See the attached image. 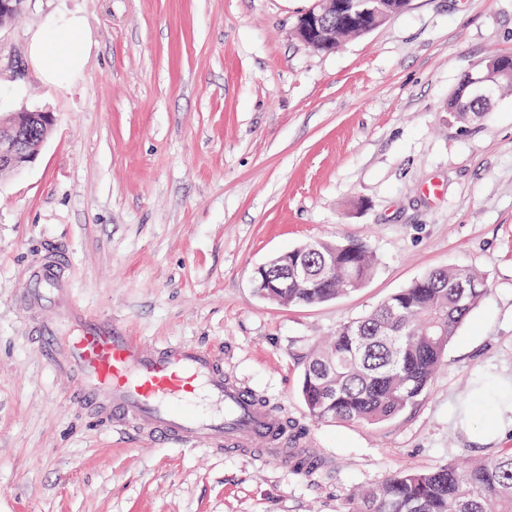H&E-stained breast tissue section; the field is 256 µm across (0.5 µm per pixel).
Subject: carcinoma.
<instances>
[{"instance_id":"obj_1","label":"carcinoma","mask_w":512,"mask_h":512,"mask_svg":"<svg viewBox=\"0 0 512 512\" xmlns=\"http://www.w3.org/2000/svg\"><path fill=\"white\" fill-rule=\"evenodd\" d=\"M449 116L464 122L481 104L455 92ZM301 277L268 288V299L313 305L350 294L371 276L375 258L360 241L314 240L301 251ZM487 282L464 266L436 269L366 315L336 327L314 348L301 396L319 421L378 424L414 403L441 368L449 344L487 293ZM348 512H512V448L493 457L403 470L356 491Z\"/></svg>"}]
</instances>
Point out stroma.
<instances>
[{"label": "stroma", "instance_id": "obj_1", "mask_svg": "<svg viewBox=\"0 0 512 512\" xmlns=\"http://www.w3.org/2000/svg\"><path fill=\"white\" fill-rule=\"evenodd\" d=\"M312 0H26L0 26V113H52L37 158L0 177V512H347L354 488L512 448L475 441L486 380H512V91L448 119L461 79L512 56V0H410L319 52ZM74 13L90 50L46 84L28 40ZM359 240L376 267L336 300L258 298L254 268L304 242ZM61 249L81 308L143 342L221 349L224 372L302 428L325 467L153 445L76 411L17 304ZM472 267L488 292L425 393L375 425L318 422L299 394L313 346L426 273Z\"/></svg>", "mask_w": 512, "mask_h": 512}]
</instances>
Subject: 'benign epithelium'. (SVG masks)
<instances>
[{"label":"benign epithelium","instance_id":"obj_1","mask_svg":"<svg viewBox=\"0 0 512 512\" xmlns=\"http://www.w3.org/2000/svg\"><path fill=\"white\" fill-rule=\"evenodd\" d=\"M397 12L384 7L380 0H314L310 9L298 19L294 35L311 45L336 49V30L346 28L358 33L369 32ZM512 81V69L497 60H484L467 74L466 94L483 103L495 97L501 83ZM50 112L0 113V173H17L37 157L52 131ZM288 261L285 255L258 266L253 273V288L288 287V279L272 284L273 265Z\"/></svg>","mask_w":512,"mask_h":512}]
</instances>
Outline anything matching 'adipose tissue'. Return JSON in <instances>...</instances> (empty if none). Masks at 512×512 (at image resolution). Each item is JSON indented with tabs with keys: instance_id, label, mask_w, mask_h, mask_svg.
<instances>
[{
	"instance_id": "ef3b65f1",
	"label": "adipose tissue",
	"mask_w": 512,
	"mask_h": 512,
	"mask_svg": "<svg viewBox=\"0 0 512 512\" xmlns=\"http://www.w3.org/2000/svg\"><path fill=\"white\" fill-rule=\"evenodd\" d=\"M79 17L60 13L49 17L34 34L30 56L44 79L52 86H66L86 61V46L77 37Z\"/></svg>"
}]
</instances>
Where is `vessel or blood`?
<instances>
[{
  "instance_id": "vessel-or-blood-1",
  "label": "vessel or blood",
  "mask_w": 512,
  "mask_h": 512,
  "mask_svg": "<svg viewBox=\"0 0 512 512\" xmlns=\"http://www.w3.org/2000/svg\"><path fill=\"white\" fill-rule=\"evenodd\" d=\"M62 261L56 252L30 269L33 286L20 305L37 317L39 354L68 378L74 405L155 444L200 441L216 453L230 448L287 462L286 421L225 376L211 348L149 345L111 320L70 308L65 323L41 319L44 302L69 295Z\"/></svg>"
}]
</instances>
